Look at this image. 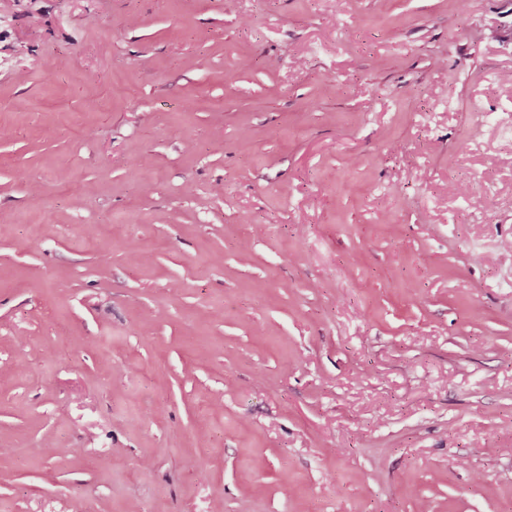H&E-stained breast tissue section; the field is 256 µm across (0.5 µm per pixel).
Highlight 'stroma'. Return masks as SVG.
<instances>
[{
	"mask_svg": "<svg viewBox=\"0 0 512 512\" xmlns=\"http://www.w3.org/2000/svg\"><path fill=\"white\" fill-rule=\"evenodd\" d=\"M512 0H0V512H512Z\"/></svg>",
	"mask_w": 512,
	"mask_h": 512,
	"instance_id": "stroma-1",
	"label": "stroma"
}]
</instances>
